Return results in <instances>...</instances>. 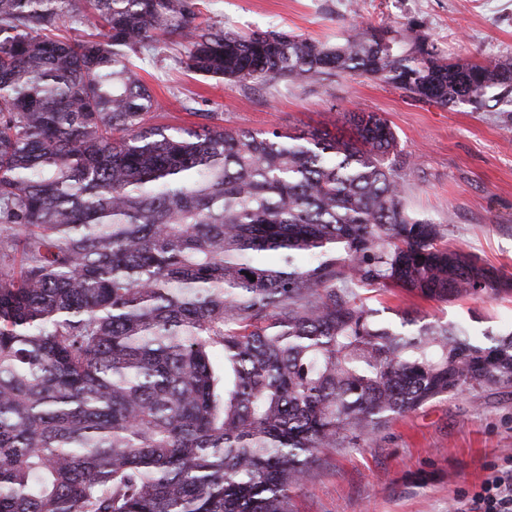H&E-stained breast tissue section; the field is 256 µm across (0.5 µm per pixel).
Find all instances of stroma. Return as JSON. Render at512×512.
<instances>
[{"mask_svg": "<svg viewBox=\"0 0 512 512\" xmlns=\"http://www.w3.org/2000/svg\"><path fill=\"white\" fill-rule=\"evenodd\" d=\"M202 20L225 29L285 30L336 41L356 18L427 37L442 57L512 63V0H200ZM180 37H164L141 62L158 98V123L190 127L203 112L221 113L230 129L349 135L344 115L375 112L394 130L411 169L409 209L444 225L449 246L512 274V112L473 111L408 97L378 79L353 73L334 82L246 84L206 81L182 69ZM384 319L405 311L423 321L465 323L474 337L512 328V295L449 302L402 289L373 293ZM512 457V388L444 395L391 419L351 448L327 451L293 494L295 512H453L457 493L482 482Z\"/></svg>", "mask_w": 512, "mask_h": 512, "instance_id": "35a3bbf8", "label": "stroma"}]
</instances>
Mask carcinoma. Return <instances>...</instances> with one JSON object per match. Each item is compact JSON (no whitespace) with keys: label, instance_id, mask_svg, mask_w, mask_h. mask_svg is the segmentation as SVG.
<instances>
[{"label":"carcinoma","instance_id":"carcinoma-1","mask_svg":"<svg viewBox=\"0 0 512 512\" xmlns=\"http://www.w3.org/2000/svg\"><path fill=\"white\" fill-rule=\"evenodd\" d=\"M217 82L364 73L512 105V63L355 25L240 34L198 0H0V512H291L326 450L512 385V331L385 321L363 293H512L403 199L387 119L353 136L153 124L163 35Z\"/></svg>","mask_w":512,"mask_h":512}]
</instances>
